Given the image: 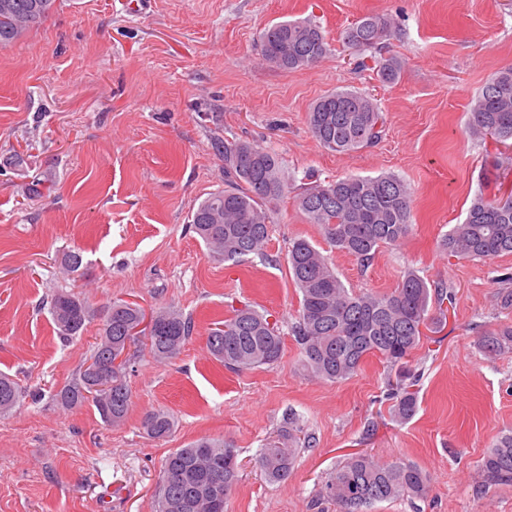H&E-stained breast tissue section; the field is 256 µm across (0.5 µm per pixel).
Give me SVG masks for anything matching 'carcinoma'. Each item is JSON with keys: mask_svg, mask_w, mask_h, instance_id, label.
<instances>
[{"mask_svg": "<svg viewBox=\"0 0 512 512\" xmlns=\"http://www.w3.org/2000/svg\"><path fill=\"white\" fill-rule=\"evenodd\" d=\"M56 0H0V46L42 24L55 9ZM392 35L384 16L366 15L342 33L345 44L371 51L370 61L379 80L396 82L403 63L381 51ZM263 60L284 72L306 70L321 59L329 46L313 18L287 20L266 28L261 36ZM307 123L315 139L336 153H350L381 139L386 118L372 96L354 89L336 90L313 103ZM465 132L474 140L490 136L512 141V67L495 72L470 102ZM215 149L224 158V189L210 194L190 215V227L208 249L224 262L240 263L264 256L268 226L274 223L277 205L288 191L282 158L274 151L237 138L217 139ZM412 194L395 175L350 176L328 182H310L299 188L296 207L319 228L330 247L372 262L380 247L395 245L409 234ZM448 255L492 261L512 254V199L477 196L464 221L445 234ZM288 265L301 294L298 320L291 327L300 348L305 371L319 379L339 382L353 376L365 358L378 355L392 365H402L418 346L429 307H442L448 299L444 287H429L413 271L390 293L370 294L346 287L328 258L306 239H296L288 250ZM49 310L59 336H79L95 316L89 302L74 292L51 295ZM134 302L114 301L101 318L92 353L74 377L56 393V402L73 409L92 401L101 419L110 426L123 424L131 407L126 382L133 368L128 348L138 339L131 330L147 319ZM151 327L141 329L152 357L169 362L178 357L192 336L194 322L168 307L152 312ZM480 348L488 354L512 351V325L485 331ZM210 355L233 372L272 366L280 358L283 338L265 314L246 305L213 328L207 337ZM112 389L97 388L96 368L111 361ZM407 376L392 389L394 412L401 420L417 411V392ZM24 392L7 374L0 373V415L20 404ZM174 426L162 409L148 411L141 420L143 432L162 440ZM284 434L257 458L261 473L271 482L288 478L296 461ZM240 464L233 448L222 440L199 439L177 448L165 458L155 493V512H224L210 498L212 485L222 483L227 498L237 483ZM483 475L491 484L512 483V432L500 436L484 458ZM429 476L417 465L402 460L374 461L363 453L346 458L324 484V496L342 512H362L377 502L400 497L421 498Z\"/></svg>", "mask_w": 512, "mask_h": 512, "instance_id": "1", "label": "carcinoma"}]
</instances>
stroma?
Wrapping results in <instances>:
<instances>
[{"label":"stroma","instance_id":"1","mask_svg":"<svg viewBox=\"0 0 512 512\" xmlns=\"http://www.w3.org/2000/svg\"><path fill=\"white\" fill-rule=\"evenodd\" d=\"M395 23L384 55L400 56L399 80L358 70L343 30L360 17ZM315 17L329 44L314 67L293 73L260 59L259 36L283 20ZM512 66V0H57L56 11L0 46V372L30 398L0 416V512H153L163 459L201 438L221 439L242 464L225 512H340L323 486L348 455L403 459L424 469V498L368 512H512V484L490 485L481 463L512 430V353L478 346L482 332L512 324L491 262L448 256L441 240L478 194L512 195V145L465 133L470 101L487 78ZM342 89L369 93L386 116L381 140L340 154L312 135L307 112ZM274 150L289 186L394 174L413 191V224L374 261L331 249L293 197L280 204L265 256L210 259L190 214L224 188L214 136ZM316 244L343 282L388 293L412 271L446 286L409 357L418 407L407 421L387 393L398 370L367 357L351 378L307 374L292 336L300 293L288 269L291 239ZM81 250L72 274L64 252ZM76 290L104 314L112 301L145 311L171 306L194 332L180 355L157 363L136 342L125 423L107 426L92 404L55 400L88 358L92 320L59 338L46 301ZM248 304L276 323L284 350L273 366L235 374L206 339ZM168 411L171 435L153 440L141 418ZM298 429L288 478L268 482L254 461L282 430Z\"/></svg>","mask_w":512,"mask_h":512}]
</instances>
